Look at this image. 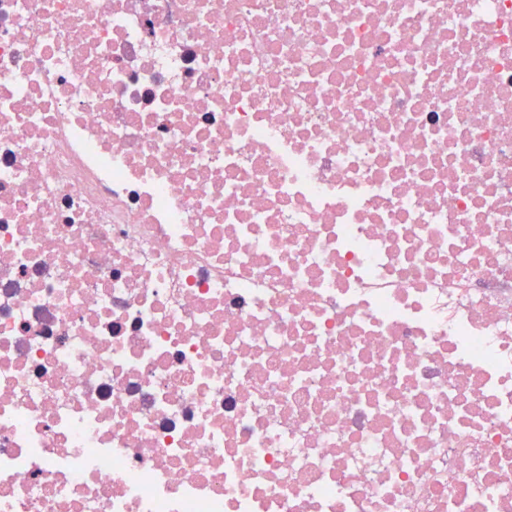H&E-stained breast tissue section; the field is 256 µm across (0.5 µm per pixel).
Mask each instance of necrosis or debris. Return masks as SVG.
I'll use <instances>...</instances> for the list:
<instances>
[{
  "label": "necrosis or debris",
  "instance_id": "obj_1",
  "mask_svg": "<svg viewBox=\"0 0 512 512\" xmlns=\"http://www.w3.org/2000/svg\"><path fill=\"white\" fill-rule=\"evenodd\" d=\"M0 512H512V0H0Z\"/></svg>",
  "mask_w": 512,
  "mask_h": 512
}]
</instances>
